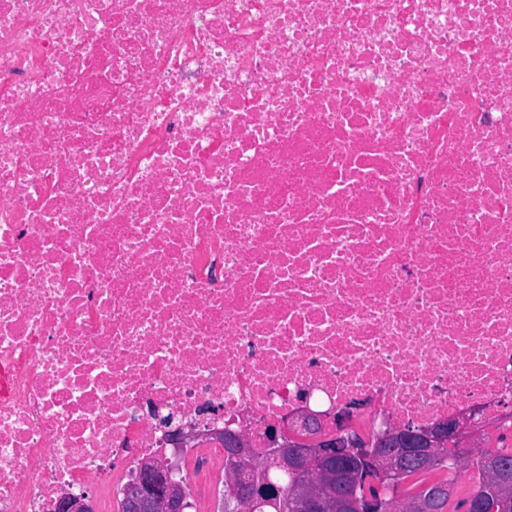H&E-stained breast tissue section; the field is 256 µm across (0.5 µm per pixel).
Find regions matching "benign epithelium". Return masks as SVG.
Listing matches in <instances>:
<instances>
[{
  "instance_id": "benign-epithelium-1",
  "label": "benign epithelium",
  "mask_w": 512,
  "mask_h": 512,
  "mask_svg": "<svg viewBox=\"0 0 512 512\" xmlns=\"http://www.w3.org/2000/svg\"><path fill=\"white\" fill-rule=\"evenodd\" d=\"M325 415L303 411L296 419L269 430L268 452L278 468L291 476L310 473L314 484H296L291 496L280 491L267 477L262 464L254 462L248 441L240 434L227 435L226 455L239 464L227 471L226 484L230 498L225 503L229 512H261L272 507L277 512H397L398 500L388 503L370 495L360 498L352 488L353 472L342 456L349 455L367 464L364 482H394L411 466L427 467L437 448L453 446L473 450V439L467 421L450 416L428 428H391L379 437L378 447L361 445L348 439L346 417L336 418V432H323ZM177 463L158 466L142 465L133 484L134 493L129 512H185L186 494L175 479ZM86 496L63 497L57 512H90Z\"/></svg>"
}]
</instances>
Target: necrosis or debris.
I'll list each match as a JSON object with an SVG mask.
<instances>
[{
  "mask_svg": "<svg viewBox=\"0 0 512 512\" xmlns=\"http://www.w3.org/2000/svg\"><path fill=\"white\" fill-rule=\"evenodd\" d=\"M1 372L0 512L223 495L215 434L314 405L491 450L512 0H0ZM178 464L158 466L144 463L133 484L134 493L129 502L130 512H186L189 507L186 494L175 479Z\"/></svg>",
  "mask_w": 512,
  "mask_h": 512,
  "instance_id": "1",
  "label": "necrosis or debris"
}]
</instances>
